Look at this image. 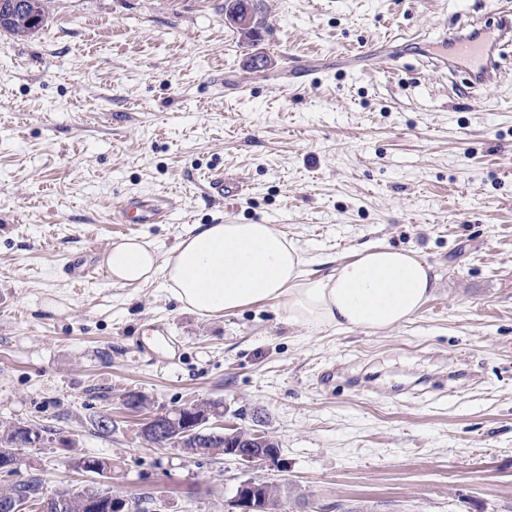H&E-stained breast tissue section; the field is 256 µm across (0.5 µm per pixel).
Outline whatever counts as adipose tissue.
Instances as JSON below:
<instances>
[{
  "instance_id": "adipose-tissue-1",
  "label": "adipose tissue",
  "mask_w": 512,
  "mask_h": 512,
  "mask_svg": "<svg viewBox=\"0 0 512 512\" xmlns=\"http://www.w3.org/2000/svg\"><path fill=\"white\" fill-rule=\"evenodd\" d=\"M302 249L270 224H203L168 253L140 238L113 243L106 265L113 285L162 281L181 308L230 314L273 301L288 322L309 331L384 333L412 319L437 278L416 252L374 245L331 272L305 269Z\"/></svg>"
}]
</instances>
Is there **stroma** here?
I'll return each instance as SVG.
<instances>
[{"mask_svg": "<svg viewBox=\"0 0 512 512\" xmlns=\"http://www.w3.org/2000/svg\"><path fill=\"white\" fill-rule=\"evenodd\" d=\"M502 2L257 0L248 39L224 0H52L34 37L0 34V425L59 436L23 473L77 492L103 479L76 461L106 458L113 490L157 512H224L248 475L286 485L289 512H512V41L489 95L430 56ZM389 38L386 77L371 50ZM215 171L243 190L208 201ZM131 194L180 206L115 223ZM228 220L274 225L323 274L412 250L438 288L390 332H311L270 302L202 317L162 282L72 273ZM130 391L154 413L262 416L287 471L150 448Z\"/></svg>", "mask_w": 512, "mask_h": 512, "instance_id": "obj_1", "label": "stroma"}]
</instances>
